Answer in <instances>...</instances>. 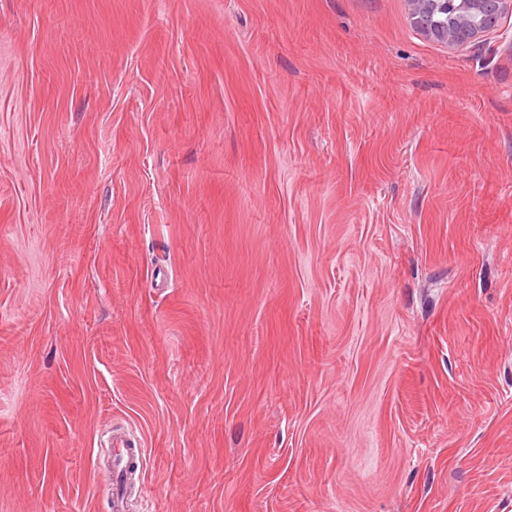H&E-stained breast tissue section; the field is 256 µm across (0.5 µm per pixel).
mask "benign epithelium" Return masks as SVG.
<instances>
[{"label": "benign epithelium", "mask_w": 512, "mask_h": 512, "mask_svg": "<svg viewBox=\"0 0 512 512\" xmlns=\"http://www.w3.org/2000/svg\"><path fill=\"white\" fill-rule=\"evenodd\" d=\"M448 12V30L438 33L439 42L452 50L476 43L491 30L490 23L512 14V0H441Z\"/></svg>", "instance_id": "benign-epithelium-1"}]
</instances>
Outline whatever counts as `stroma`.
I'll list each match as a JSON object with an SVG mask.
<instances>
[{
	"instance_id": "35a3bbf8",
	"label": "stroma",
	"mask_w": 512,
	"mask_h": 512,
	"mask_svg": "<svg viewBox=\"0 0 512 512\" xmlns=\"http://www.w3.org/2000/svg\"><path fill=\"white\" fill-rule=\"evenodd\" d=\"M512 512V15L0 0V512ZM432 0H424V8L418 11L420 17L428 18V22L437 31L448 26V17L452 23L448 31L438 32L439 42L449 50L459 46L476 43L493 27L505 13L512 15L511 0H442L441 9ZM111 448L112 462L106 470L108 479L113 485L110 510L112 512H124L123 477L130 464L136 460L142 461L145 456V448H135L129 439L121 433H112L108 438Z\"/></svg>"
}]
</instances>
